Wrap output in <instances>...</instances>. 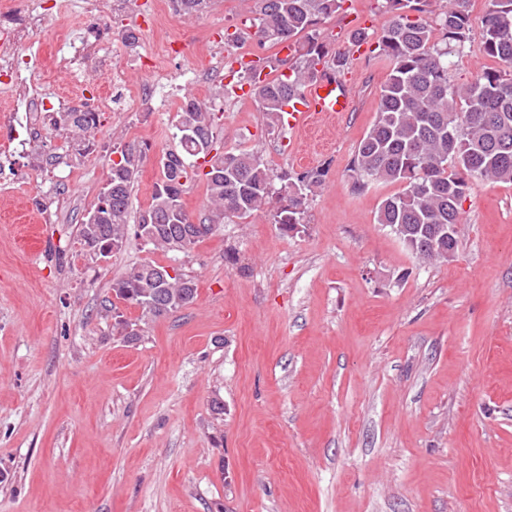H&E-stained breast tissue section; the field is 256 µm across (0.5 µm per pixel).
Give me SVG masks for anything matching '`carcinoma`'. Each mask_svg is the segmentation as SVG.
<instances>
[{
	"label": "carcinoma",
	"mask_w": 512,
	"mask_h": 512,
	"mask_svg": "<svg viewBox=\"0 0 512 512\" xmlns=\"http://www.w3.org/2000/svg\"><path fill=\"white\" fill-rule=\"evenodd\" d=\"M254 39L260 45L301 39L302 61L260 57L241 66L252 91L260 100L272 126L280 122L282 107L301 94L320 75L336 73L348 65L338 55L327 59L319 25L336 15L345 0H250ZM387 20L378 48L391 62L382 86L376 118L360 141L351 166L354 186L399 183L402 190L381 200L376 223L390 231L423 263L448 261V240L437 249L421 251L409 240L433 234L435 224H457L468 178L489 183H512V0H486L479 20H474L470 0H445L429 19L432 0H383ZM479 28L486 57L504 68H483L466 83L450 79L453 58L464 53L474 28ZM286 68L290 77L262 76L265 69ZM64 123L85 136L93 134L98 120L93 112H65ZM215 113L194 98L184 101L178 114L177 145L161 157L163 179L151 204L140 212L137 225L145 243L157 250L186 252L217 226L234 216L273 212L274 222L288 232L303 223L308 194L321 183L323 171L296 176L274 174L253 151H226L208 156L213 148ZM190 158H205L204 173L209 209L205 231L181 235L188 214L182 204L185 183L198 174ZM142 153L132 146L112 162L98 203L81 222V240L96 256L109 254L128 230L131 184L139 172ZM279 189H273L274 180ZM164 267L142 264L112 284L116 299L138 307L142 315L162 317L191 305L195 283L178 272L162 277Z\"/></svg>",
	"instance_id": "1"
}]
</instances>
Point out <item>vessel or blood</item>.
<instances>
[{
	"label": "vessel or blood",
	"instance_id": "obj_1",
	"mask_svg": "<svg viewBox=\"0 0 512 512\" xmlns=\"http://www.w3.org/2000/svg\"><path fill=\"white\" fill-rule=\"evenodd\" d=\"M352 104L347 82L331 75L321 76L306 86L298 100L289 103L287 123L291 129L301 131L311 117H332L350 111Z\"/></svg>",
	"mask_w": 512,
	"mask_h": 512
}]
</instances>
